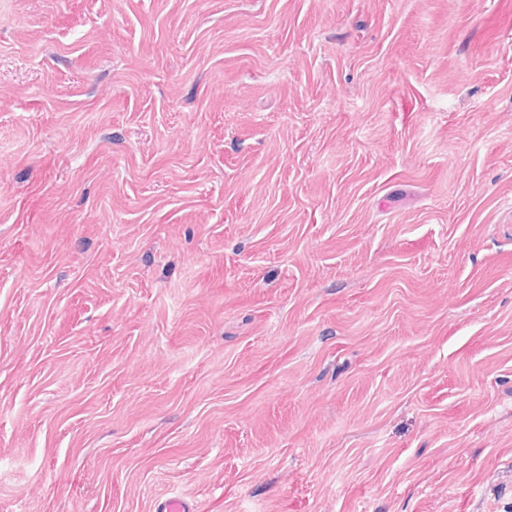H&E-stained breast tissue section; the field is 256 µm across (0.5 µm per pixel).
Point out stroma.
Listing matches in <instances>:
<instances>
[{
  "label": "stroma",
  "mask_w": 512,
  "mask_h": 512,
  "mask_svg": "<svg viewBox=\"0 0 512 512\" xmlns=\"http://www.w3.org/2000/svg\"><path fill=\"white\" fill-rule=\"evenodd\" d=\"M512 512V0H0V512Z\"/></svg>",
  "instance_id": "obj_1"
}]
</instances>
